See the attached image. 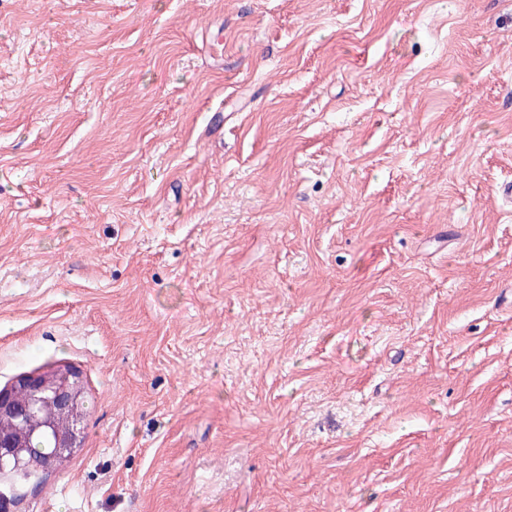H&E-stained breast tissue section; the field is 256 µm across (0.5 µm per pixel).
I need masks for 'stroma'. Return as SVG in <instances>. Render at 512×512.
Returning a JSON list of instances; mask_svg holds the SVG:
<instances>
[{
	"mask_svg": "<svg viewBox=\"0 0 512 512\" xmlns=\"http://www.w3.org/2000/svg\"><path fill=\"white\" fill-rule=\"evenodd\" d=\"M512 0H0L19 512H512ZM62 371L63 374L57 376L37 373L22 377V384L30 387L36 394L31 403L24 408L16 404L13 393L9 389L0 390V416L14 417L25 434V437L19 441L7 438L4 434L1 435L0 463L2 465L4 458L8 457L13 459L16 467H20L24 462L22 448H24V454L34 461L46 459L53 451L51 431L35 437L31 441L30 448H27L28 442L35 435L51 429L52 420L57 416L67 418L70 428L65 433L54 435L55 452L45 461V467L56 466L67 457V454L80 447L85 415L81 409L79 397L70 383L85 395L84 386L79 371L74 377H71V373L66 370L62 369ZM69 377H71L70 383Z\"/></svg>",
	"mask_w": 512,
	"mask_h": 512,
	"instance_id": "1",
	"label": "stroma"
}]
</instances>
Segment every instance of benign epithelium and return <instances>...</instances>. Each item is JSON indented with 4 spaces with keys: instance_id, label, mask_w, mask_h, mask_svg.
Here are the masks:
<instances>
[{
    "instance_id": "benign-epithelium-1",
    "label": "benign epithelium",
    "mask_w": 512,
    "mask_h": 512,
    "mask_svg": "<svg viewBox=\"0 0 512 512\" xmlns=\"http://www.w3.org/2000/svg\"><path fill=\"white\" fill-rule=\"evenodd\" d=\"M69 377L71 373L67 371L57 376L37 373L22 377V384L30 387L35 394V398L24 408L16 404L10 390H0V416L14 417L25 434L18 441L4 435L0 437V463L8 457L13 459L15 466H21L24 462L22 449L28 447V442L34 436L51 428L52 420L57 416L67 418L70 428L65 433L54 435L55 452L45 461V467L56 466L67 454L80 447L85 415Z\"/></svg>"
}]
</instances>
